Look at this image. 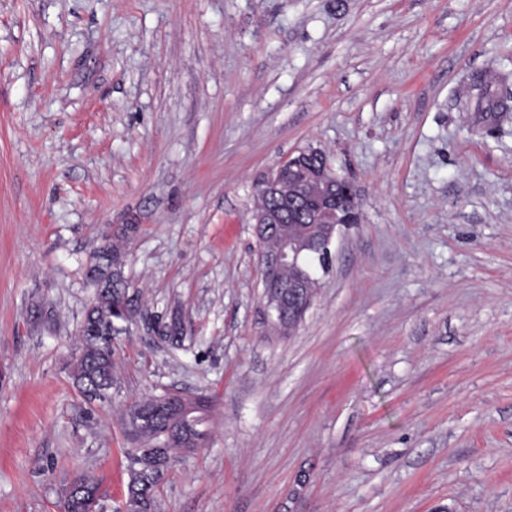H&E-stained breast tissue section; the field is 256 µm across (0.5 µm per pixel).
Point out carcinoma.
Instances as JSON below:
<instances>
[{"instance_id": "cac0c4a2", "label": "carcinoma", "mask_w": 512, "mask_h": 512, "mask_svg": "<svg viewBox=\"0 0 512 512\" xmlns=\"http://www.w3.org/2000/svg\"><path fill=\"white\" fill-rule=\"evenodd\" d=\"M123 252L120 247L106 240L92 256L86 276L96 287L94 298L80 325L82 347L76 358L72 377L78 390L92 404L104 402L111 396L115 351L108 339L115 321L114 308L119 304L136 306L129 294L128 284L122 275ZM206 399L198 397L188 413H168L161 398L134 401L127 408V416L135 419L136 426L126 431L137 444L132 455L131 472L134 481L126 487V512H156L160 481L172 462L190 451L182 441V433L194 431L203 424ZM100 490V484L91 476L76 477L65 489L63 502L68 512H88V491Z\"/></svg>"}]
</instances>
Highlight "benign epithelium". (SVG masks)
I'll use <instances>...</instances> for the list:
<instances>
[{
  "label": "benign epithelium",
  "mask_w": 512,
  "mask_h": 512,
  "mask_svg": "<svg viewBox=\"0 0 512 512\" xmlns=\"http://www.w3.org/2000/svg\"><path fill=\"white\" fill-rule=\"evenodd\" d=\"M312 151L280 163L259 187L278 207H258L252 215L259 238L262 293L259 313L271 336H292L311 307L319 279L304 259L330 247L340 228L356 222L354 184L328 160L308 163Z\"/></svg>",
  "instance_id": "benign-epithelium-1"
}]
</instances>
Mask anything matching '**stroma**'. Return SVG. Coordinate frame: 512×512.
Instances as JSON below:
<instances>
[{"mask_svg": "<svg viewBox=\"0 0 512 512\" xmlns=\"http://www.w3.org/2000/svg\"><path fill=\"white\" fill-rule=\"evenodd\" d=\"M308 149L361 219L269 336L257 188ZM125 224L145 317L90 419L85 269ZM168 392L206 438L157 512H512V0H0V512L82 472L117 512L126 408Z\"/></svg>", "mask_w": 512, "mask_h": 512, "instance_id": "35a3bbf8", "label": "stroma"}]
</instances>
